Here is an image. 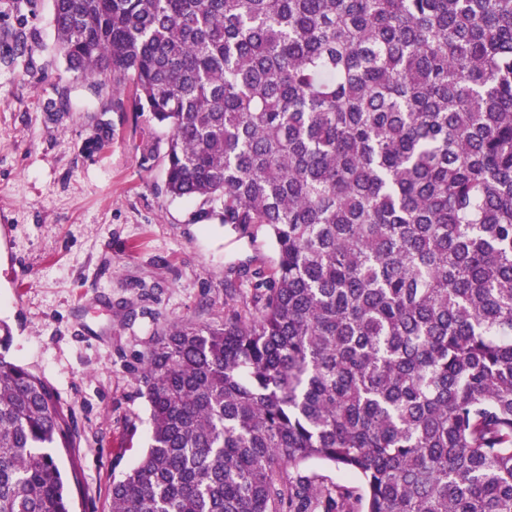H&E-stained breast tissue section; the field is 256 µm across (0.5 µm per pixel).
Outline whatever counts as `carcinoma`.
Wrapping results in <instances>:
<instances>
[{
  "mask_svg": "<svg viewBox=\"0 0 512 512\" xmlns=\"http://www.w3.org/2000/svg\"><path fill=\"white\" fill-rule=\"evenodd\" d=\"M52 4L67 70L170 128L166 192L275 248L244 312L157 336L112 512H512V0ZM8 335L0 512H71ZM302 471L328 485L352 484L345 473L333 465L310 462L302 467Z\"/></svg>",
  "mask_w": 512,
  "mask_h": 512,
  "instance_id": "carcinoma-1",
  "label": "carcinoma"
}]
</instances>
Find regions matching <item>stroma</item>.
Segmentation results:
<instances>
[{
	"label": "stroma",
	"instance_id": "35a3bbf8",
	"mask_svg": "<svg viewBox=\"0 0 512 512\" xmlns=\"http://www.w3.org/2000/svg\"><path fill=\"white\" fill-rule=\"evenodd\" d=\"M169 135L126 89L67 71L52 0H0V320L70 420L54 454L74 512H112L148 444L137 375L158 332L240 310L226 281L274 257L265 227L166 193Z\"/></svg>",
	"mask_w": 512,
	"mask_h": 512
}]
</instances>
